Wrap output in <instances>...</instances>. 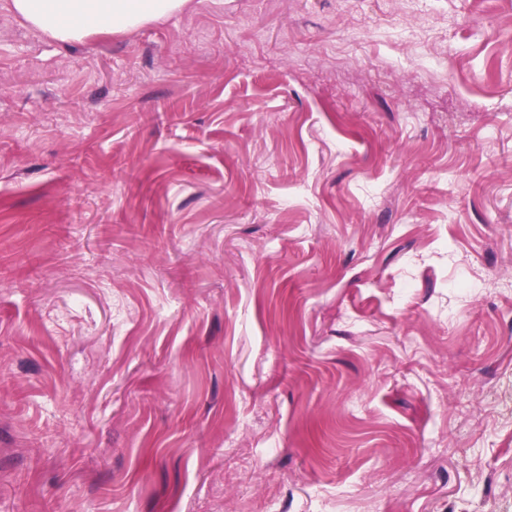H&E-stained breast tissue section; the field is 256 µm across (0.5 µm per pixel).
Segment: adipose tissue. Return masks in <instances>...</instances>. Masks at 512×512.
<instances>
[{
    "label": "adipose tissue",
    "instance_id": "obj_1",
    "mask_svg": "<svg viewBox=\"0 0 512 512\" xmlns=\"http://www.w3.org/2000/svg\"><path fill=\"white\" fill-rule=\"evenodd\" d=\"M186 4L187 0H11L13 11L32 28L67 44L94 33L128 31L170 16Z\"/></svg>",
    "mask_w": 512,
    "mask_h": 512
}]
</instances>
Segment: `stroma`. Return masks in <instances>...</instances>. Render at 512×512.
Listing matches in <instances>:
<instances>
[{
	"label": "stroma",
	"instance_id": "obj_1",
	"mask_svg": "<svg viewBox=\"0 0 512 512\" xmlns=\"http://www.w3.org/2000/svg\"><path fill=\"white\" fill-rule=\"evenodd\" d=\"M0 512H512V0H0ZM187 0H11L32 28L61 43H79L94 33H123L163 19Z\"/></svg>",
	"mask_w": 512,
	"mask_h": 512
}]
</instances>
